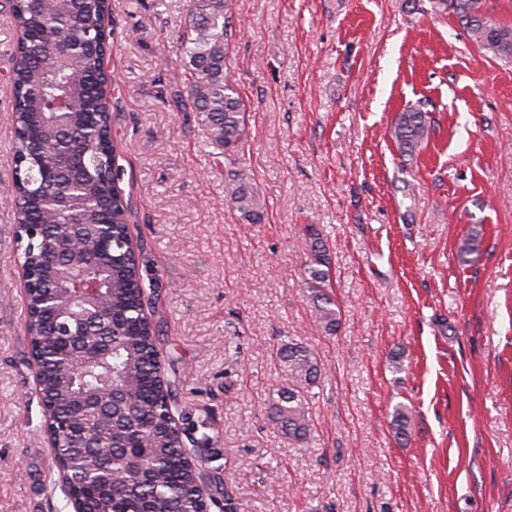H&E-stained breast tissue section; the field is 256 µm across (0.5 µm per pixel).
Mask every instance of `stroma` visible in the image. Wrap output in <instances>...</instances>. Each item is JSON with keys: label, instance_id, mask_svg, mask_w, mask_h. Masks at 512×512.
<instances>
[{"label": "stroma", "instance_id": "1", "mask_svg": "<svg viewBox=\"0 0 512 512\" xmlns=\"http://www.w3.org/2000/svg\"><path fill=\"white\" fill-rule=\"evenodd\" d=\"M192 0H112V135L145 309L185 429L234 512H512V57L429 0H230L227 74L258 224L174 95ZM17 34L0 8V512H72L50 479L10 198ZM419 105L435 130L389 135ZM331 258L334 336L305 288L303 227ZM477 251L464 254L465 238ZM310 347L311 441L267 417L279 343ZM410 415L405 435L395 409ZM431 129L428 112L411 108L398 114L389 133L401 154H412L418 144L428 140Z\"/></svg>", "mask_w": 512, "mask_h": 512}]
</instances>
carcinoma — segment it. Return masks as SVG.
Segmentation results:
<instances>
[{
  "label": "carcinoma",
  "instance_id": "1",
  "mask_svg": "<svg viewBox=\"0 0 512 512\" xmlns=\"http://www.w3.org/2000/svg\"><path fill=\"white\" fill-rule=\"evenodd\" d=\"M487 0H431L452 13L480 49L512 55V29L495 22ZM22 35L12 70L14 138L11 197L29 271L28 342L42 359L41 395L54 414V461L87 512H210L223 483L205 480L199 457L185 451L184 429L172 422L174 385L159 357L158 325L144 311L143 262L127 248L128 202L118 187L112 112L101 76V50H77L99 37L103 0H51L41 14L28 0H8ZM233 37L228 0H193L178 47L188 101L224 156L225 200L250 224L264 203L236 169L250 140L245 107L226 74ZM428 113L398 114L390 135L411 154L429 138ZM306 285L316 322L327 335L340 313L327 292L330 258L320 230L305 227ZM284 383L273 390L269 421L300 444L312 416L308 388L320 372L312 349L288 341L276 349Z\"/></svg>",
  "mask_w": 512,
  "mask_h": 512
}]
</instances>
